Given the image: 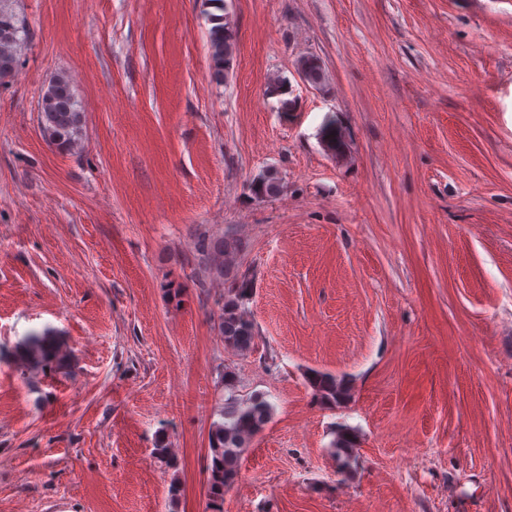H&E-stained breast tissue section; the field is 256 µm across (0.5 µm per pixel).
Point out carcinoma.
I'll return each mask as SVG.
<instances>
[{"label": "carcinoma", "mask_w": 512, "mask_h": 512, "mask_svg": "<svg viewBox=\"0 0 512 512\" xmlns=\"http://www.w3.org/2000/svg\"><path fill=\"white\" fill-rule=\"evenodd\" d=\"M20 46L19 27L11 12L0 7V84L15 74ZM208 47L214 63V78L224 79V67L231 62L234 39L224 16L212 17V27L208 32ZM40 117L44 131L50 142L58 147L69 149L76 142L82 114L69 81L64 77L56 78L42 92L40 98ZM211 256L215 257L209 272L222 279L231 274L241 281V287L233 288L224 294L218 327L224 343L246 353L254 346V328L247 318L244 302L249 296V271H241L232 265L229 258L238 251V244L221 237L211 239L207 244ZM20 355L22 359L34 365H46L60 358L59 346L48 334L31 336L24 340ZM224 407L220 410L221 420L213 423L209 435L211 464L209 467V508L212 512H223L224 490L231 486L237 477L241 456L249 440L259 433L272 416V406L259 395L241 399L236 394V376L231 370H224ZM308 381L316 396L326 404H339L350 398V386L344 379H338L327 373L313 372ZM334 456L339 469H348L354 459L357 448V436L354 430L341 427L332 443Z\"/></svg>", "instance_id": "obj_1"}]
</instances>
